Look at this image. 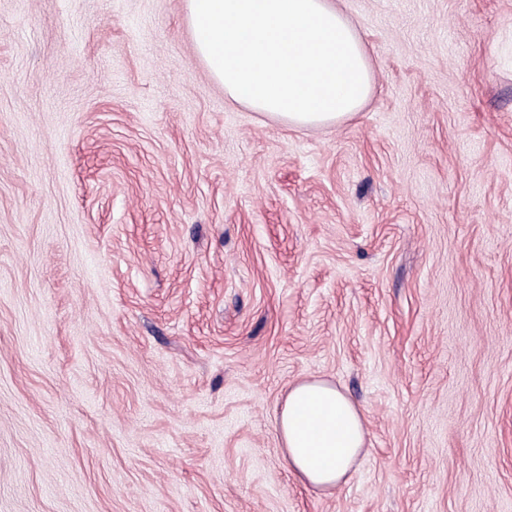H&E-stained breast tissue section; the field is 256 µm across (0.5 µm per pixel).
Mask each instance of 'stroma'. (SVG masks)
<instances>
[{
    "instance_id": "obj_1",
    "label": "stroma",
    "mask_w": 512,
    "mask_h": 512,
    "mask_svg": "<svg viewBox=\"0 0 512 512\" xmlns=\"http://www.w3.org/2000/svg\"><path fill=\"white\" fill-rule=\"evenodd\" d=\"M352 118L225 98L187 0H0V512H512V0H334ZM362 410L317 493L290 385ZM277 422L289 470L322 493L346 482L365 447L362 413L325 380L292 385Z\"/></svg>"
}]
</instances>
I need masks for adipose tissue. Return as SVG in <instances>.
<instances>
[{
    "instance_id": "obj_1",
    "label": "adipose tissue",
    "mask_w": 512,
    "mask_h": 512,
    "mask_svg": "<svg viewBox=\"0 0 512 512\" xmlns=\"http://www.w3.org/2000/svg\"><path fill=\"white\" fill-rule=\"evenodd\" d=\"M195 50L230 98L296 125L360 111L374 89L363 42L333 0H187ZM289 470L328 493L365 447L358 407L325 380L292 385L278 416Z\"/></svg>"
}]
</instances>
